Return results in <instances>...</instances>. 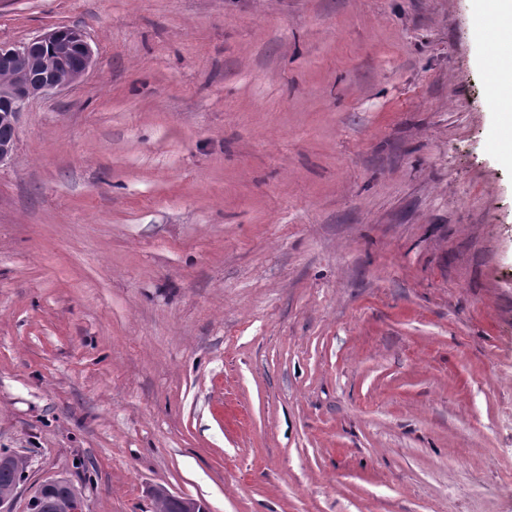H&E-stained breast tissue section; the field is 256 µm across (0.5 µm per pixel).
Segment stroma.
Masks as SVG:
<instances>
[{"label":"stroma","mask_w":512,"mask_h":512,"mask_svg":"<svg viewBox=\"0 0 512 512\" xmlns=\"http://www.w3.org/2000/svg\"><path fill=\"white\" fill-rule=\"evenodd\" d=\"M474 0H0L82 28L0 163V455L85 512H512V165ZM62 481V478L56 476L51 477L46 480H44L38 487L39 490L37 494L32 498L33 500L37 498L43 497L45 494H48L50 491H52L60 482ZM73 485L70 483V481L66 478L63 479V484L57 486L54 491L46 497V499L49 502V507L51 502H56L57 500H60L62 502H65L66 499L69 497V492L71 489H73ZM169 496L173 499L168 498L166 492L162 489H158L155 491L154 498L155 503L159 510L158 512H181L182 505L183 512H197L199 511L198 505L200 502L193 498L183 497V496H175L168 493ZM179 502H177V501Z\"/></svg>","instance_id":"1"}]
</instances>
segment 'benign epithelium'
I'll return each instance as SVG.
<instances>
[{"label": "benign epithelium", "instance_id": "7a95c632", "mask_svg": "<svg viewBox=\"0 0 512 512\" xmlns=\"http://www.w3.org/2000/svg\"><path fill=\"white\" fill-rule=\"evenodd\" d=\"M78 46L81 52L76 66L70 65L71 47ZM34 46H44L49 54L46 60L37 63L30 55ZM93 63V50L84 32L71 29L68 37H61L56 30L38 35L29 41L14 45L0 46V68L3 70H30L37 74L27 82L3 87L0 94L12 99L9 120L12 128H18L26 103L33 97L64 90L79 82Z\"/></svg>", "mask_w": 512, "mask_h": 512}]
</instances>
